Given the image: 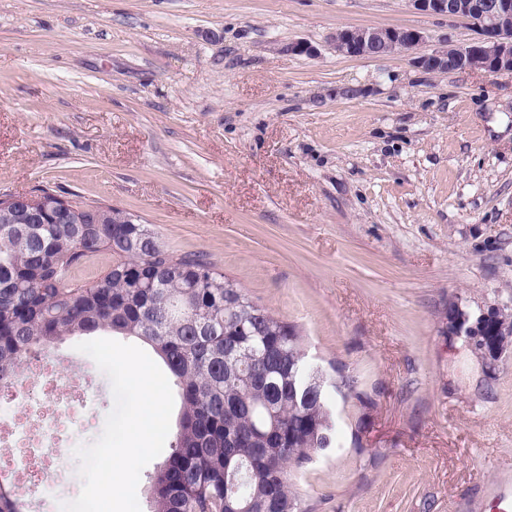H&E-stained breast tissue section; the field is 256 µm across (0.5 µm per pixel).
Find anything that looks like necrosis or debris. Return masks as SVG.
Returning <instances> with one entry per match:
<instances>
[{
  "label": "necrosis or debris",
  "instance_id": "obj_1",
  "mask_svg": "<svg viewBox=\"0 0 512 512\" xmlns=\"http://www.w3.org/2000/svg\"><path fill=\"white\" fill-rule=\"evenodd\" d=\"M97 388L89 378L62 371L46 352H35L26 371L0 387V406L13 410L0 419V456L23 491L45 492L59 480L69 448L82 435L81 418L94 405Z\"/></svg>",
  "mask_w": 512,
  "mask_h": 512
}]
</instances>
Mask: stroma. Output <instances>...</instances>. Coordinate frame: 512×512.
<instances>
[{"instance_id": "stroma-1", "label": "stroma", "mask_w": 512, "mask_h": 512, "mask_svg": "<svg viewBox=\"0 0 512 512\" xmlns=\"http://www.w3.org/2000/svg\"><path fill=\"white\" fill-rule=\"evenodd\" d=\"M388 26L425 39L376 59L330 45ZM475 35L411 0H0V193L141 216L357 377L294 477L309 512H489L512 484V357L486 372L442 332L449 300L512 307V72L414 62ZM78 342L51 351L100 389L88 444L114 398ZM81 490L72 457L24 508Z\"/></svg>"}]
</instances>
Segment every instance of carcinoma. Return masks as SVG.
Returning <instances> with one entry per match:
<instances>
[{
	"instance_id": "carcinoma-1",
	"label": "carcinoma",
	"mask_w": 512,
	"mask_h": 512,
	"mask_svg": "<svg viewBox=\"0 0 512 512\" xmlns=\"http://www.w3.org/2000/svg\"><path fill=\"white\" fill-rule=\"evenodd\" d=\"M82 228L42 213L35 231L0 220V384L35 348L107 331L150 345L170 371L182 411L151 479L150 512H308L292 474L331 447L328 389L357 380L335 370L322 387L296 327L198 256L171 253L148 225L92 202ZM99 253L112 266L89 287L71 270ZM0 512H24L0 479Z\"/></svg>"
}]
</instances>
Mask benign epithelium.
I'll list each match as a JSON object with an SVG mask.
<instances>
[{"label":"benign epithelium","instance_id":"benign-epithelium-1","mask_svg":"<svg viewBox=\"0 0 512 512\" xmlns=\"http://www.w3.org/2000/svg\"><path fill=\"white\" fill-rule=\"evenodd\" d=\"M423 14H444L450 19L470 22L478 30L473 41L452 42L416 58L429 72L469 71L494 74L512 71V0H410ZM423 33L413 27H345L331 37L334 51L349 57L379 58L416 49ZM44 193L13 195L16 207L5 212L10 222L36 219L33 205ZM491 307L474 313L455 300L448 301L443 333L450 336L483 337L484 361L493 366L512 354V319Z\"/></svg>","mask_w":512,"mask_h":512}]
</instances>
